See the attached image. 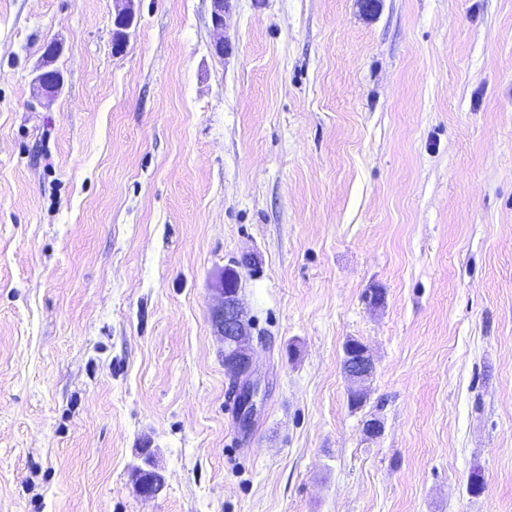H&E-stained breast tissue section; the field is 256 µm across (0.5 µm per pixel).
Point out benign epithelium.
I'll return each mask as SVG.
<instances>
[{
    "instance_id": "benign-epithelium-1",
    "label": "benign epithelium",
    "mask_w": 512,
    "mask_h": 512,
    "mask_svg": "<svg viewBox=\"0 0 512 512\" xmlns=\"http://www.w3.org/2000/svg\"><path fill=\"white\" fill-rule=\"evenodd\" d=\"M211 22L214 30H224V13L228 0H211ZM136 19L134 0H115L112 38L117 49H123L129 38V30ZM34 84L47 98L53 97L63 84V75L58 72L52 80L37 70ZM215 291L220 301L215 306L211 321L215 332L224 343V372L235 387L240 402L243 420L250 419L261 407L265 391L261 381L253 378V347L251 327L244 315L240 296L239 280L234 272L219 277ZM376 369L375 362L366 346L357 350V357L342 366L346 378L354 384L368 381ZM133 479L140 494L151 498L158 494L155 484L145 469H134Z\"/></svg>"
}]
</instances>
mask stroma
Listing matches in <instances>:
<instances>
[{"instance_id": "obj_1", "label": "stroma", "mask_w": 512, "mask_h": 512, "mask_svg": "<svg viewBox=\"0 0 512 512\" xmlns=\"http://www.w3.org/2000/svg\"><path fill=\"white\" fill-rule=\"evenodd\" d=\"M134 8L0 0V512H512V0ZM136 19L133 0H115L112 38L117 49H123L129 38V30ZM215 291L220 301L211 321L224 343V372L234 385L240 402L241 416L250 419L261 407L265 391L260 379H253L251 327L244 315L239 280L234 272H224ZM355 353L348 363H342V370L346 378L354 384H361L368 381L374 374L376 366L372 356L369 354L365 345H361L357 350V357L352 360Z\"/></svg>"}]
</instances>
